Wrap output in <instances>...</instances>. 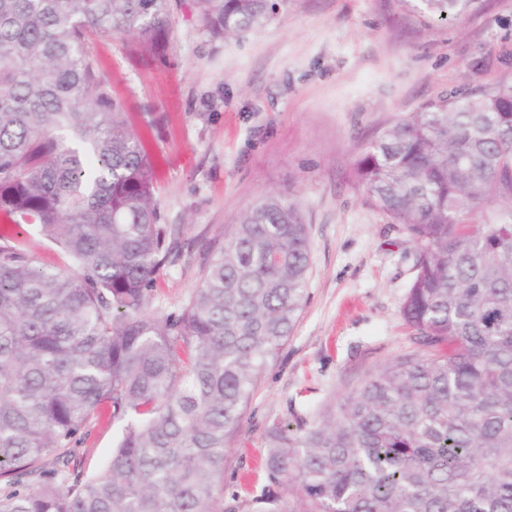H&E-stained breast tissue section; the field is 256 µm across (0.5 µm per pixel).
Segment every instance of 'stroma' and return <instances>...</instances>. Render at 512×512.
Listing matches in <instances>:
<instances>
[{"label":"stroma","instance_id":"stroma-1","mask_svg":"<svg viewBox=\"0 0 512 512\" xmlns=\"http://www.w3.org/2000/svg\"><path fill=\"white\" fill-rule=\"evenodd\" d=\"M92 51L154 162L161 221L180 229L153 311L187 302L225 225L261 196L291 195L308 224L306 304L243 409L218 488L225 512H257L267 493L288 498L265 467L271 423L312 421L370 371L421 350L401 315L415 250L366 204L353 169L361 142L390 123L512 79V0H478L457 21L404 0H284L227 40L201 32L191 0H173L164 55H137L119 36ZM121 431L90 420L71 474H103Z\"/></svg>","mask_w":512,"mask_h":512}]
</instances>
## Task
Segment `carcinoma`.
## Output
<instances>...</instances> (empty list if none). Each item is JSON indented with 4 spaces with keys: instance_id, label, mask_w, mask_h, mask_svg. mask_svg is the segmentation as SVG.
Returning a JSON list of instances; mask_svg holds the SVG:
<instances>
[{
    "instance_id": "cac0c4a2",
    "label": "carcinoma",
    "mask_w": 512,
    "mask_h": 512,
    "mask_svg": "<svg viewBox=\"0 0 512 512\" xmlns=\"http://www.w3.org/2000/svg\"><path fill=\"white\" fill-rule=\"evenodd\" d=\"M171 2L0 0V218L72 262L44 268L0 232V512H221L227 442L305 302L307 224L270 193L225 225L180 311H148L177 228L160 223L153 163L89 39L159 54ZM418 2L440 20L475 4ZM192 5L224 39L278 7ZM354 182L415 248L402 314L426 352L309 424L268 426V477L288 490L269 512H512V81L382 128ZM107 411L123 430L106 472L59 479Z\"/></svg>"
}]
</instances>
